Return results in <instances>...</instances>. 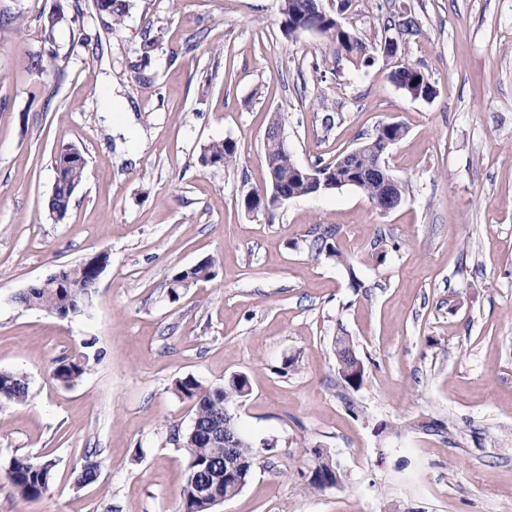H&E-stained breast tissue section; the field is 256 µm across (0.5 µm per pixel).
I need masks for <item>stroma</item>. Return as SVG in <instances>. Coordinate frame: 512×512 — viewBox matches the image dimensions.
<instances>
[{
    "mask_svg": "<svg viewBox=\"0 0 512 512\" xmlns=\"http://www.w3.org/2000/svg\"><path fill=\"white\" fill-rule=\"evenodd\" d=\"M129 4L111 31L92 0H0V371L29 383L0 407V512H178L187 457L169 437L193 409L173 384L237 375L256 458L215 512H512V0H323L369 46L397 39L359 68L324 34L286 38L279 0ZM393 15L417 33L384 30ZM39 54L54 72L30 68ZM403 63L433 99L392 82ZM107 88L126 133L106 124ZM276 117L304 166L405 124L386 156L403 203L383 213L344 187L248 210ZM224 139L236 165H202ZM65 146L86 168L58 223L46 201ZM324 226L341 261L308 248ZM101 252L84 315L16 302ZM203 260L214 278L171 300L173 275ZM341 333L365 365L357 389L338 375ZM84 349L89 371L63 385L58 359ZM432 420L444 432L421 429ZM317 448L342 471L321 490ZM89 454L98 479L76 486ZM17 457L56 461L42 498L12 492Z\"/></svg>",
    "mask_w": 512,
    "mask_h": 512,
    "instance_id": "35a3bbf8",
    "label": "stroma"
}]
</instances>
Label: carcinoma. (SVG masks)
<instances>
[{
	"label": "carcinoma",
	"instance_id": "1",
	"mask_svg": "<svg viewBox=\"0 0 512 512\" xmlns=\"http://www.w3.org/2000/svg\"><path fill=\"white\" fill-rule=\"evenodd\" d=\"M98 15L106 28L112 30L124 23L129 11L128 0H95ZM318 8V0H280L281 31L291 38L302 33L300 26L306 20V14ZM322 33L331 37L336 45V54L350 58L355 66L367 65L369 46L361 39L351 38L352 31L336 27V17H322ZM417 77L414 67L403 64L391 72V80L402 89L417 88L413 81ZM268 168L274 169L280 179L278 191L284 195L294 191L296 185L288 179L292 168L296 166L291 154L283 150L276 140L265 143ZM68 154L77 157V164L69 167L63 179L53 183L47 208L56 221L64 220L70 208L73 194L80 185L86 161L76 148L61 149L54 159V167H59ZM237 145L230 140H215L201 149L200 161L205 166L232 167L237 163ZM335 230L327 227L318 233L309 243V249L316 255L330 253L339 256L333 245ZM215 276L210 262L194 265L176 273L171 284L172 300L179 299L181 287L178 283L189 279L209 281ZM97 281L84 268V263L61 269V282L56 285L41 286L33 283L29 288L16 295L17 303L30 309H39L56 315L77 317L83 315L91 303ZM90 367V358L79 352L59 361L55 369L56 378L64 385H70L80 379ZM28 379L22 372H0V406L8 403H20L28 397ZM246 376H235L223 386H206L192 376L180 378L174 383V391L179 397L193 404L194 420L198 433L187 431L181 443L188 456L189 463L197 471L195 483L210 484L214 477L224 476V442H210L203 433L209 431L223 419L224 410L231 409L247 395ZM56 462L45 459L38 463L28 458H15L9 465L8 481L12 490L25 500H36L44 496L49 488ZM100 463L93 455L85 456L76 469L75 482L79 486L88 485L97 480ZM181 512H213L208 498L200 497L192 483L185 482L182 488Z\"/></svg>",
	"mask_w": 512,
	"mask_h": 512
}]
</instances>
